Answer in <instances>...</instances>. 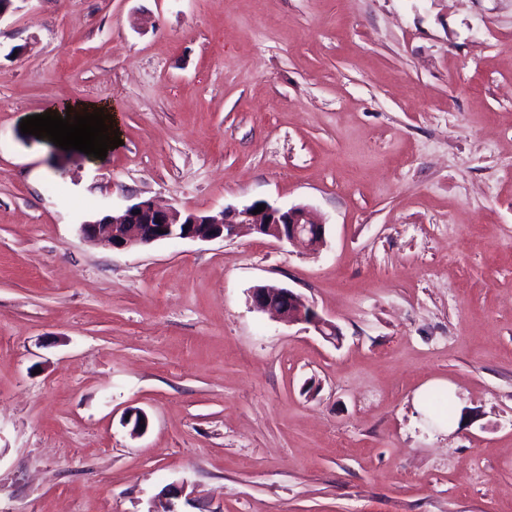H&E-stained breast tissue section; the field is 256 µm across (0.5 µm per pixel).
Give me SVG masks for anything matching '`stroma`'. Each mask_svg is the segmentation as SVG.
Masks as SVG:
<instances>
[{
    "instance_id": "stroma-1",
    "label": "stroma",
    "mask_w": 512,
    "mask_h": 512,
    "mask_svg": "<svg viewBox=\"0 0 512 512\" xmlns=\"http://www.w3.org/2000/svg\"><path fill=\"white\" fill-rule=\"evenodd\" d=\"M110 108L105 159L24 135ZM152 199L306 205L116 249ZM302 295L336 340L257 311ZM455 388L443 432L416 409ZM144 413L145 432L127 418ZM512 512V0H18L0 20V512ZM265 210L252 214L257 205ZM139 210V214H136ZM188 226V229H185ZM247 229L277 242H288L318 251L326 243V225L305 205L281 207L261 201L242 209L218 212L160 207L150 199L127 205L118 215L99 214L94 221L80 224L83 238H102L115 248L148 246L171 239L212 241L228 239ZM163 230V233H158ZM120 238V241H117Z\"/></svg>"
}]
</instances>
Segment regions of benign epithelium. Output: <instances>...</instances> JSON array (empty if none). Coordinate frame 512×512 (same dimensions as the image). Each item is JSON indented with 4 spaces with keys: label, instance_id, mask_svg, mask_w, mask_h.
<instances>
[{
    "label": "benign epithelium",
    "instance_id": "benign-epithelium-1",
    "mask_svg": "<svg viewBox=\"0 0 512 512\" xmlns=\"http://www.w3.org/2000/svg\"><path fill=\"white\" fill-rule=\"evenodd\" d=\"M253 203L242 209L227 208L218 212L175 207H160L150 199L132 203L118 215L99 214L94 221L80 225L82 237L102 238L115 248L148 246L171 239L212 241L228 239L247 229L277 242L302 245L315 252L326 243V225L305 205L281 207L265 204L255 214ZM255 309L277 315L292 324L304 323L319 335L334 340L339 336L336 325L308 306L302 296L290 288L258 285L251 289Z\"/></svg>",
    "mask_w": 512,
    "mask_h": 512
}]
</instances>
